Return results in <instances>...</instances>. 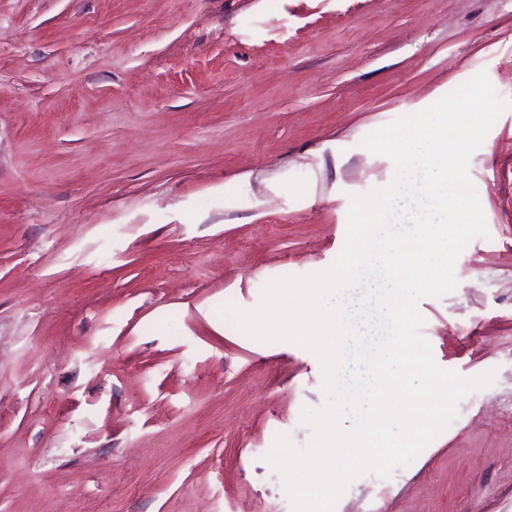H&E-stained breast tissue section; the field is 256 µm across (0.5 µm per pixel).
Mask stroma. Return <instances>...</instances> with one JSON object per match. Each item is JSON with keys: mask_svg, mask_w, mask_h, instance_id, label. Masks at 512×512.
I'll return each mask as SVG.
<instances>
[{"mask_svg": "<svg viewBox=\"0 0 512 512\" xmlns=\"http://www.w3.org/2000/svg\"><path fill=\"white\" fill-rule=\"evenodd\" d=\"M481 72L512 103V0H0V512H292L320 362L222 308L331 266L363 139ZM468 175L420 333L494 382L335 512H512V106Z\"/></svg>", "mask_w": 512, "mask_h": 512, "instance_id": "1", "label": "stroma"}]
</instances>
